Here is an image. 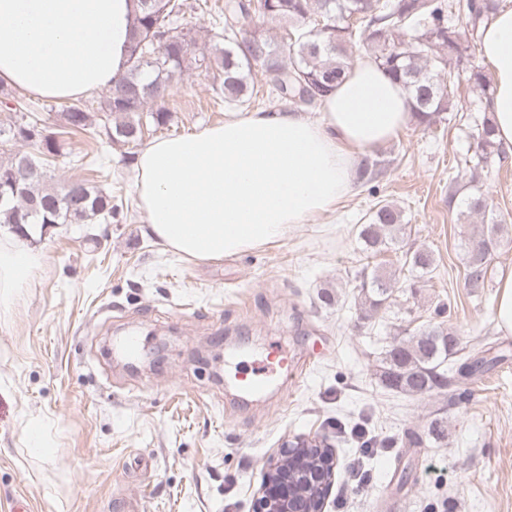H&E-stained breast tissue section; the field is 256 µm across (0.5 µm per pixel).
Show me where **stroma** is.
<instances>
[{"mask_svg": "<svg viewBox=\"0 0 512 512\" xmlns=\"http://www.w3.org/2000/svg\"><path fill=\"white\" fill-rule=\"evenodd\" d=\"M178 23L197 50L223 46L221 27L186 0ZM216 71L183 73L165 101L168 123L145 140L187 135L224 121ZM482 96L460 83L456 118L407 126L385 146L373 182L356 183L335 223L315 217L263 248L206 261L166 250L138 208L135 147L90 133L65 137L46 170L110 190L108 224H65L45 240L23 287L0 306V512H252L269 460L284 444L316 438L330 447L335 480L325 512H512V335L495 321L502 279L512 273V160L474 168L473 127ZM482 186L504 230L484 284L470 285L462 243L480 218L460 225L449 192ZM381 201L400 207L403 241L363 252L358 226ZM435 263L425 287L400 294L372 322L359 318L355 273L377 266L404 281L407 252ZM472 342L490 339L503 359L470 387L464 403L415 399L382 388V346L426 322L438 300ZM162 346L154 366L131 372L111 353L116 336ZM250 337V352L277 347L302 372L273 397L245 409L226 397L224 347ZM448 420L442 443L407 441V429L436 409ZM365 425L386 445L362 459L371 477L345 484ZM151 462L133 469L136 458Z\"/></svg>", "mask_w": 512, "mask_h": 512, "instance_id": "1", "label": "stroma"}]
</instances>
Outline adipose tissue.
I'll use <instances>...</instances> for the list:
<instances>
[{"label":"adipose tissue","mask_w":512,"mask_h":512,"mask_svg":"<svg viewBox=\"0 0 512 512\" xmlns=\"http://www.w3.org/2000/svg\"><path fill=\"white\" fill-rule=\"evenodd\" d=\"M135 0H0V81L66 101L109 86L125 70ZM495 141L512 155V9L482 32ZM407 89L370 57L358 59L318 117L244 112L188 135L153 140L135 162L138 205L156 237L199 260L234 256L330 215L354 189L360 156L413 123ZM0 251V288L24 282L50 236L25 224Z\"/></svg>","instance_id":"ef3b65f1"}]
</instances>
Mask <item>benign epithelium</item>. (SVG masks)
<instances>
[{"mask_svg": "<svg viewBox=\"0 0 512 512\" xmlns=\"http://www.w3.org/2000/svg\"><path fill=\"white\" fill-rule=\"evenodd\" d=\"M333 472V457L323 453L320 441L286 444L281 457L267 465L254 512H323Z\"/></svg>", "mask_w": 512, "mask_h": 512, "instance_id": "obj_1", "label": "benign epithelium"}]
</instances>
